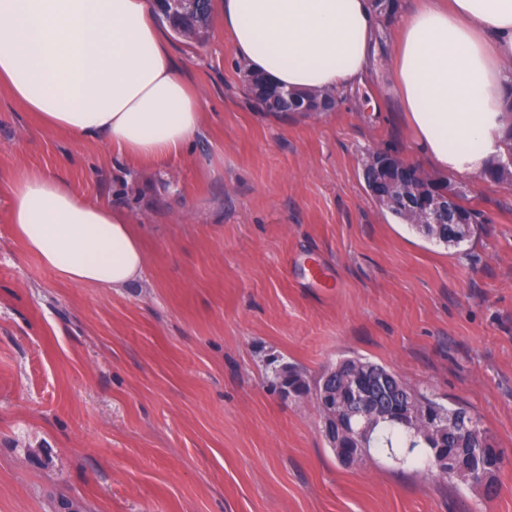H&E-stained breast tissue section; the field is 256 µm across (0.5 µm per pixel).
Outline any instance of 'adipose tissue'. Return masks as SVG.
<instances>
[{
	"instance_id": "ef3b65f1",
	"label": "adipose tissue",
	"mask_w": 512,
	"mask_h": 512,
	"mask_svg": "<svg viewBox=\"0 0 512 512\" xmlns=\"http://www.w3.org/2000/svg\"><path fill=\"white\" fill-rule=\"evenodd\" d=\"M236 59L278 86L364 88L382 30L372 0H221ZM155 0H0V90L44 127L101 139L130 162L180 156L203 98L173 58ZM388 68L412 148L436 170L485 177L512 159V0H411ZM9 222L58 279L124 288L145 259L125 213L63 178L8 177Z\"/></svg>"
}]
</instances>
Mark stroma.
<instances>
[{"label":"stroma","instance_id":"obj_1","mask_svg":"<svg viewBox=\"0 0 512 512\" xmlns=\"http://www.w3.org/2000/svg\"><path fill=\"white\" fill-rule=\"evenodd\" d=\"M171 52L203 128L161 167H113L0 91V512H512V181L460 178L485 220L458 246L429 240L363 179L375 150L421 163L384 71L334 111L274 116L219 13ZM17 168L128 213L143 279L78 287L28 253L8 219ZM351 356L479 416L505 451L493 493L400 456L342 465L277 371L313 385Z\"/></svg>","mask_w":512,"mask_h":512}]
</instances>
